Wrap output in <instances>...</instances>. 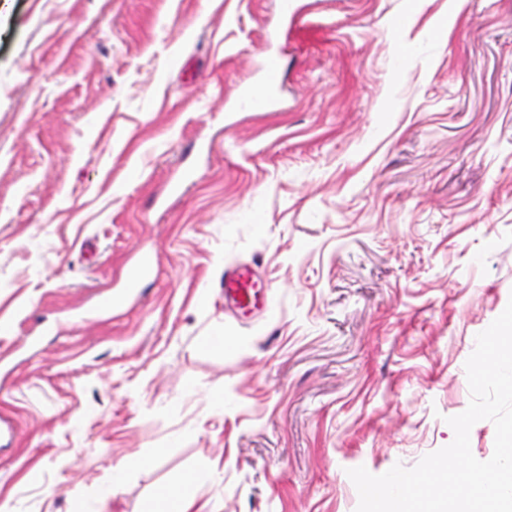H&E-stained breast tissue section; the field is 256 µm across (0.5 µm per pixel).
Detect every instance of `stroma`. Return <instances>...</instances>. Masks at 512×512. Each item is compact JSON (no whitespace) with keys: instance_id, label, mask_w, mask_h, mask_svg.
Returning a JSON list of instances; mask_svg holds the SVG:
<instances>
[{"instance_id":"stroma-1","label":"stroma","mask_w":512,"mask_h":512,"mask_svg":"<svg viewBox=\"0 0 512 512\" xmlns=\"http://www.w3.org/2000/svg\"><path fill=\"white\" fill-rule=\"evenodd\" d=\"M0 0V501L356 512L512 300V0ZM279 52L272 112L237 104ZM195 178L179 195L184 169ZM138 294L107 314L142 250ZM272 289L224 307L225 265Z\"/></svg>"}]
</instances>
